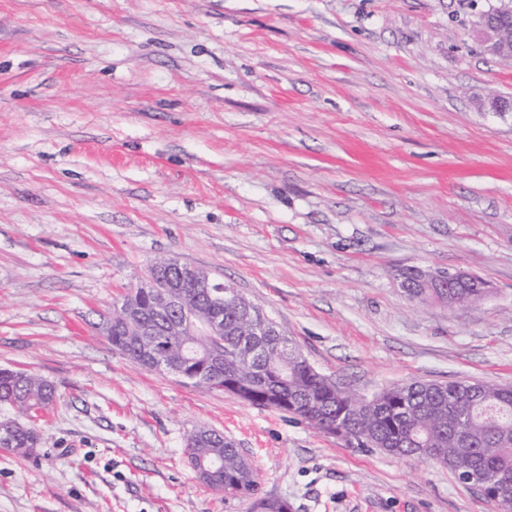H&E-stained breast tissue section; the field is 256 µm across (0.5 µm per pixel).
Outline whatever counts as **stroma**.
I'll use <instances>...</instances> for the list:
<instances>
[{
	"instance_id": "obj_1",
	"label": "stroma",
	"mask_w": 512,
	"mask_h": 512,
	"mask_svg": "<svg viewBox=\"0 0 512 512\" xmlns=\"http://www.w3.org/2000/svg\"><path fill=\"white\" fill-rule=\"evenodd\" d=\"M500 0H0V368L54 383L0 512H251L198 480L216 429L292 512H497L431 462L136 369L94 325L159 258L231 283L370 397L512 386V64ZM488 282L448 308L396 270ZM478 26L485 51L492 57L512 62V24L487 14L481 16Z\"/></svg>"
}]
</instances>
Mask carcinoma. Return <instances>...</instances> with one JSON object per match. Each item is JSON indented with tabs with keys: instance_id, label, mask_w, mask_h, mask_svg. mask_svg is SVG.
I'll return each instance as SVG.
<instances>
[{
	"instance_id": "cac0c4a2",
	"label": "carcinoma",
	"mask_w": 512,
	"mask_h": 512,
	"mask_svg": "<svg viewBox=\"0 0 512 512\" xmlns=\"http://www.w3.org/2000/svg\"><path fill=\"white\" fill-rule=\"evenodd\" d=\"M396 276L405 278L410 296L416 300L447 299L450 307L475 303L482 299V289L452 283L448 288H430L412 269ZM180 294L201 311L210 310L205 298L195 299V287L187 282ZM131 302L162 323L173 310L157 312L151 293H137ZM243 308L224 305V336L210 342L204 336H174L169 351L171 363H156L143 350V336L123 320L108 315L99 329L112 348L132 365L146 371L174 373L183 369L180 380L200 390H222L224 381L235 384V396L250 404L264 402V407L288 410L287 400L299 401L305 412L300 417L320 431H329L326 422L336 420L346 409L336 390V383L317 372L288 336L267 319L246 298ZM216 347L220 354L206 374L197 376L182 359L192 351ZM456 382L414 380L375 395V406L360 407L344 416L350 434L347 443L358 448H377L403 458H423L435 454L446 460L454 474L471 464L496 476L497 495L504 484L512 482V387L487 381L475 383L469 390H458ZM56 386L21 370L0 369V408L11 415L0 416V448L11 455L28 458L42 447V438L33 417L50 409L56 402ZM186 442L202 443L204 464L213 461L204 481L208 489L224 494L226 499L250 500L257 506L268 498L259 496L260 477L238 448L224 444L220 432L200 428L190 431Z\"/></svg>"
}]
</instances>
